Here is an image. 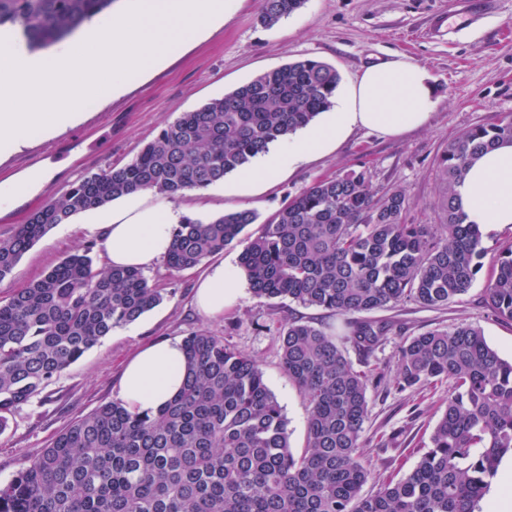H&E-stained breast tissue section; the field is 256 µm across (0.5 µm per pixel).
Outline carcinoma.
Here are the masks:
<instances>
[{"label":"carcinoma","instance_id":"1","mask_svg":"<svg viewBox=\"0 0 512 512\" xmlns=\"http://www.w3.org/2000/svg\"><path fill=\"white\" fill-rule=\"evenodd\" d=\"M113 2L0 0V28L30 51L48 48ZM305 3L260 0L258 21L271 28ZM339 83L335 67L298 60L181 113L129 162L83 177L0 237V281L52 227L80 213L138 189L175 198L224 181L329 109ZM504 140L512 141L511 112L448 142L438 159L447 183L442 224L406 223L405 194L377 195L370 171L360 168L295 195L243 241L258 219L249 209L210 220L184 216L175 225L170 271L197 268L242 241L239 264L256 297L343 318L340 336L302 317L280 324L283 370L308 407L301 453L290 448L287 418L258 361L197 329L183 338L188 372L177 397L152 414L114 399L74 419L0 481V512H480L512 453V361L472 324L406 338L394 357L396 388L445 380L448 402L413 469L365 495L368 391L388 370H355L344 345L372 354L394 324L368 314L407 299L443 310L469 291L485 250L457 189L469 164ZM96 247L87 242L0 300V433L20 405L102 338L162 302L143 271L95 268ZM484 292L495 314L512 322L511 244Z\"/></svg>","mask_w":512,"mask_h":512}]
</instances>
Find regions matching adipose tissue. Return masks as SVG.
Returning <instances> with one entry per match:
<instances>
[{"label": "adipose tissue", "mask_w": 512, "mask_h": 512, "mask_svg": "<svg viewBox=\"0 0 512 512\" xmlns=\"http://www.w3.org/2000/svg\"><path fill=\"white\" fill-rule=\"evenodd\" d=\"M436 106L429 72L409 56L368 66L337 99L334 109L317 124L264 153L257 168L244 171L241 184L275 181L286 169L340 142L351 131L365 128L397 136L424 126ZM470 223L512 227V143L485 153L469 169L459 189ZM149 193L128 195L126 206L92 224L109 267L152 268L172 247L179 217L171 209L148 204ZM242 271L220 264L200 277L195 302L201 313L217 318L239 297ZM186 366L183 343L167 339L141 347L126 364L120 397L130 410L157 411L181 389Z\"/></svg>", "instance_id": "obj_1"}]
</instances>
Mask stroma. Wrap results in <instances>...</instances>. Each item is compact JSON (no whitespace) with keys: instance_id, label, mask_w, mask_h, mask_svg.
I'll list each match as a JSON object with an SVG mask.
<instances>
[{"instance_id":"stroma-1","label":"stroma","mask_w":512,"mask_h":512,"mask_svg":"<svg viewBox=\"0 0 512 512\" xmlns=\"http://www.w3.org/2000/svg\"><path fill=\"white\" fill-rule=\"evenodd\" d=\"M459 8L460 0H307L302 9L265 28L257 22L259 0H239L227 23L189 41L164 67L129 76L121 96L93 102L79 124L46 140L32 139L22 151L0 157V183L27 179L26 167L37 156L46 172L26 197L0 212V236L26 223L31 213L73 182L131 160L180 113L263 72L314 59L334 66L346 84L363 68L399 54L426 66L433 77L438 102L425 126L398 136L358 129L336 148L299 164L272 184L247 187L233 172L223 183L201 194L184 193L169 206L201 219L250 209L264 220L317 181L363 167L372 175L374 192L395 187L404 191L407 223H441L446 184L439 155L449 140L469 127L512 112V0H488L480 19L462 31L449 27ZM89 220L88 213L78 214L37 241L0 281V297L26 287L82 249L89 239L83 229ZM511 241L512 228H487L483 267L467 294L447 309L428 310L406 301L386 310V317L403 323L405 330L376 352L375 364H392L404 336L461 323L480 327L488 344L511 360L512 323L498 319L484 300L490 268ZM199 275L196 269L169 272L162 262L147 270L150 283L163 293L162 302L136 322L114 329L11 415L8 428L0 433V480L45 448L74 418L118 398L122 367L138 347L181 339L197 328L223 337L226 344L259 361L288 419L290 445L294 451L303 450L306 404L281 367L279 326L291 315L321 320L324 312L285 299L262 300L246 287L234 309L209 318L193 300ZM369 397L364 460L372 478L364 491L373 494L387 481L402 478L426 450L439 408L448 399V384L399 391L388 381L370 389Z\"/></svg>"}]
</instances>
